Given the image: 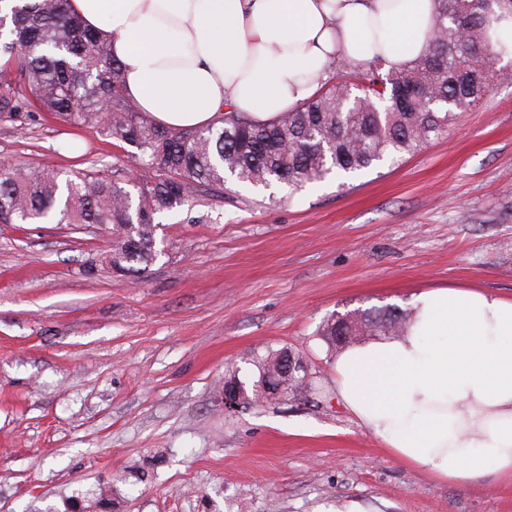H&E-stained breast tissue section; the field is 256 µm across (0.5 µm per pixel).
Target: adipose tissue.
<instances>
[{
	"mask_svg": "<svg viewBox=\"0 0 512 512\" xmlns=\"http://www.w3.org/2000/svg\"><path fill=\"white\" fill-rule=\"evenodd\" d=\"M112 41L128 96L160 126L259 121L319 93L331 59L398 70L428 49L438 0H71ZM336 394L403 464L512 484V299L433 288L403 334L340 348Z\"/></svg>",
	"mask_w": 512,
	"mask_h": 512,
	"instance_id": "adipose-tissue-1",
	"label": "adipose tissue"
}]
</instances>
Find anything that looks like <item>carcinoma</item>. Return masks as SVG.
I'll return each mask as SVG.
<instances>
[{"mask_svg": "<svg viewBox=\"0 0 512 512\" xmlns=\"http://www.w3.org/2000/svg\"><path fill=\"white\" fill-rule=\"evenodd\" d=\"M428 53L382 75L372 63L360 86L336 81L296 110L268 122L230 112L221 124L157 125L124 89L111 41L88 30L69 0H0V118L25 125L32 112L96 130L130 147L108 175L25 162L0 163V224L91 225L112 230L105 260L140 278L161 257L160 219L224 194L228 180L258 188H301L334 172L350 176L422 150L485 93L496 50L492 5L512 0H439ZM149 176L127 186L124 161ZM138 222L128 235L124 224ZM409 313L386 307L325 319L318 334L336 346L363 334L398 336ZM285 351L268 353L259 380L282 375Z\"/></svg>", "mask_w": 512, "mask_h": 512, "instance_id": "obj_1", "label": "carcinoma"}]
</instances>
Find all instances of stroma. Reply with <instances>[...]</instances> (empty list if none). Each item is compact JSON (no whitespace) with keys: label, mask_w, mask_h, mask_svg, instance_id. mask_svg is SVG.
<instances>
[{"label":"stroma","mask_w":512,"mask_h":512,"mask_svg":"<svg viewBox=\"0 0 512 512\" xmlns=\"http://www.w3.org/2000/svg\"><path fill=\"white\" fill-rule=\"evenodd\" d=\"M420 152L299 190L229 184L163 219L141 280L97 226L0 224V512H512V486L440 483L337 401L334 313L409 309L429 288L512 297V60ZM118 146L0 119V161L111 169ZM299 356L312 390L235 412L258 358Z\"/></svg>","instance_id":"1"}]
</instances>
